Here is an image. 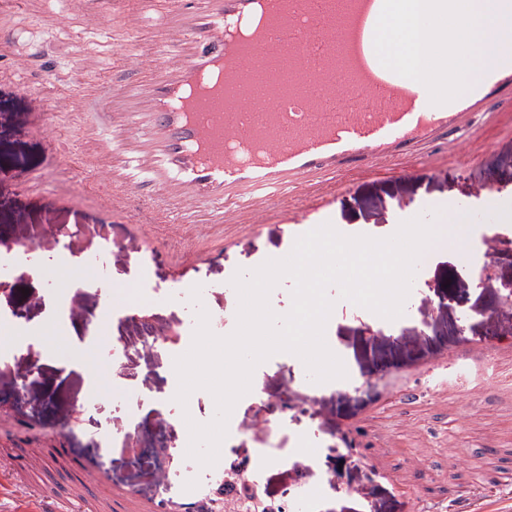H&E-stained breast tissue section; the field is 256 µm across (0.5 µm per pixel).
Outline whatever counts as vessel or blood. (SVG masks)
Segmentation results:
<instances>
[{"instance_id":"obj_1","label":"vessel or blood","mask_w":512,"mask_h":512,"mask_svg":"<svg viewBox=\"0 0 512 512\" xmlns=\"http://www.w3.org/2000/svg\"><path fill=\"white\" fill-rule=\"evenodd\" d=\"M71 18L107 29L121 70L146 84H99L112 109L106 134L86 129L79 162L56 156L39 179L73 196L89 182L94 202L142 224H201L257 229L277 221L297 234L330 222L338 191L357 172L411 178L431 165L422 145L441 143L448 159L475 152L486 107L512 103V52L465 94L432 104L427 88L372 60L377 7L383 0H65ZM159 20L158 47L133 37ZM13 38L0 31V78L19 80ZM287 56L293 90L272 112L239 93L230 111L208 105L218 78L236 81ZM34 132L49 135L54 114L78 96L24 90ZM190 497L165 508L116 494L115 512H189Z\"/></svg>"}]
</instances>
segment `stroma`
Here are the masks:
<instances>
[{
	"instance_id": "stroma-1",
	"label": "stroma",
	"mask_w": 512,
	"mask_h": 512,
	"mask_svg": "<svg viewBox=\"0 0 512 512\" xmlns=\"http://www.w3.org/2000/svg\"><path fill=\"white\" fill-rule=\"evenodd\" d=\"M1 26L25 57L21 78L31 86L69 94L76 79L68 62L77 57L87 59L93 76H119L112 32L75 21L48 27L29 11L0 15ZM84 98L80 114L51 120L75 156L83 127L102 122L93 90L85 89ZM25 108L15 85L0 81V234L27 232L36 244L33 261L44 271L38 278L0 275V311L7 314L0 320V347L8 352L0 362V411L22 436L18 444L1 438L0 452L16 459L25 475L0 492V512L30 508L22 496L30 481L64 512H112L108 491L81 482L77 464L85 458L96 459L113 486L145 498L167 499L208 484L210 470L183 454L172 464L154 452L155 485L129 458L128 447H152L159 432L188 447V421L206 424L216 415L207 390L193 391L187 403L176 401L174 361L181 351L166 344L142 350L141 319L132 308L145 302L157 335H193L197 321L180 288L188 282L201 289L211 331L230 335L239 308L230 279L286 257L291 233L284 224L242 229L224 243L204 242L201 262L177 265L170 251H150L140 225L26 181V174L46 169L52 146L25 123ZM486 131L489 151L470 162L435 173L421 166L407 180L357 176L337 194L335 229L376 239L392 236L405 215L445 224L449 208L480 183L493 185L498 205L470 211L465 254L437 246L421 256L400 318L384 319L329 290L335 304L325 341L346 362L348 381L314 382L291 353L274 354L255 368L249 392L230 415L220 459L272 449L275 462L259 469L267 499L302 512H444L474 493L512 498V359L496 350L502 337H512V316L495 315L512 281V128L494 118ZM432 200L440 203L433 211L427 208ZM51 221L80 229L63 266L54 261ZM486 254L492 267L479 286L474 273ZM32 338L42 352L36 363L28 348ZM115 346L125 350L117 362L109 355ZM453 351L465 357L469 372L452 391L431 369ZM283 395L288 411L268 413L264 401ZM71 416L77 423L62 442L42 444L41 432ZM348 430L360 433L366 454L380 458L378 471L357 468L356 457L345 454L341 434ZM106 431L108 443L101 439ZM460 450L472 465L450 470L448 461ZM418 460L430 478H414Z\"/></svg>"
}]
</instances>
